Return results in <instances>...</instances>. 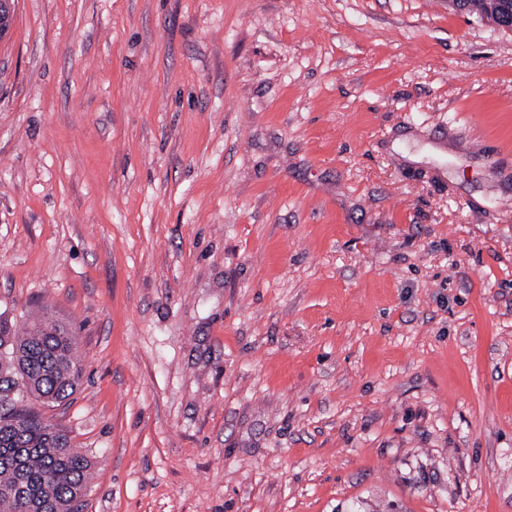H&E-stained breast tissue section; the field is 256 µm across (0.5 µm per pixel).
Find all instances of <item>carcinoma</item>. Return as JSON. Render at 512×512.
Wrapping results in <instances>:
<instances>
[{
  "label": "carcinoma",
  "mask_w": 512,
  "mask_h": 512,
  "mask_svg": "<svg viewBox=\"0 0 512 512\" xmlns=\"http://www.w3.org/2000/svg\"><path fill=\"white\" fill-rule=\"evenodd\" d=\"M458 7L493 23L501 14L499 0H460ZM77 342L48 308L21 330L0 317V512H78L91 462L30 404L73 394Z\"/></svg>",
  "instance_id": "obj_1"
}]
</instances>
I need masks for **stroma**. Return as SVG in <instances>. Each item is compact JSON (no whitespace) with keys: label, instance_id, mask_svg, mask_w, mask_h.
Returning <instances> with one entry per match:
<instances>
[{"label":"stroma","instance_id":"1","mask_svg":"<svg viewBox=\"0 0 512 512\" xmlns=\"http://www.w3.org/2000/svg\"><path fill=\"white\" fill-rule=\"evenodd\" d=\"M45 305L79 512H512V31L15 0L0 313Z\"/></svg>","mask_w":512,"mask_h":512}]
</instances>
